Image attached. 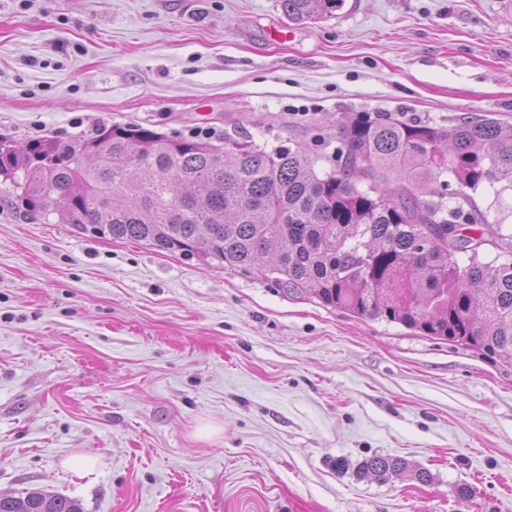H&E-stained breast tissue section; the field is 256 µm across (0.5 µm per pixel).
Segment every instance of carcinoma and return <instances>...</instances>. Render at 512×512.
Instances as JSON below:
<instances>
[{"label": "carcinoma", "instance_id": "carcinoma-1", "mask_svg": "<svg viewBox=\"0 0 512 512\" xmlns=\"http://www.w3.org/2000/svg\"><path fill=\"white\" fill-rule=\"evenodd\" d=\"M299 24L345 0H279ZM330 171L302 146L169 136L99 123L77 137L0 138V215L133 241L208 267L259 274L290 293L385 320L512 367V227L486 192L512 191V124L405 112L332 123ZM384 480L406 469L373 456ZM0 512H82L56 492L0 495Z\"/></svg>", "mask_w": 512, "mask_h": 512}]
</instances>
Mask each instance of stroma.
<instances>
[{
    "mask_svg": "<svg viewBox=\"0 0 512 512\" xmlns=\"http://www.w3.org/2000/svg\"><path fill=\"white\" fill-rule=\"evenodd\" d=\"M361 111L512 123V0H345L300 25L278 0H0V135L20 144L134 122L302 144L323 171L327 119ZM376 454L407 468L360 474ZM84 455L101 464L79 478ZM31 489L83 512H512V367L0 217V494Z\"/></svg>",
    "mask_w": 512,
    "mask_h": 512,
    "instance_id": "stroma-1",
    "label": "stroma"
}]
</instances>
